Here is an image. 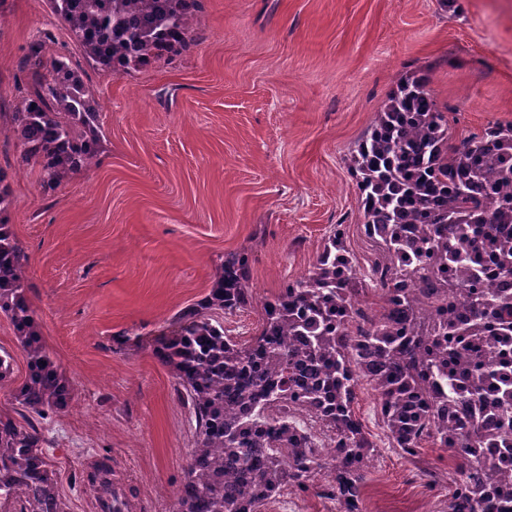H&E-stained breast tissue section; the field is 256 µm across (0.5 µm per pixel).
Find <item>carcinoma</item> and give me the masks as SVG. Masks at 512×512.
<instances>
[{"mask_svg":"<svg viewBox=\"0 0 512 512\" xmlns=\"http://www.w3.org/2000/svg\"><path fill=\"white\" fill-rule=\"evenodd\" d=\"M201 0H50L53 13L95 68L123 75L188 52L199 40ZM22 72L29 92L0 126L18 140L19 163L39 167L44 192L95 163L102 149L99 103L69 59L45 60L31 44ZM426 73L403 79L358 144L352 175L365 234L379 253L363 274L328 237L313 269L262 301V324L245 344L224 335L221 315L253 304L244 251L229 252L212 287L181 309L154 355L173 372L195 421L194 448L173 512H261L288 489L313 490L343 512H360L376 445L352 405L367 383L379 395L391 446L415 461L423 443L455 461L448 512H512V295L483 277L471 225L483 224L500 277H512V124L490 122L454 140ZM9 172L0 168V312L26 354L13 400L39 417L68 406L72 388L50 357L26 295L28 256L9 227ZM380 291L364 315L361 296ZM464 295L461 325L448 295ZM488 415L448 444V426ZM316 414L336 436L320 455L305 424ZM501 456H481L485 441ZM32 424L0 412V512H67ZM83 483L98 512H137L136 494L111 458Z\"/></svg>","mask_w":512,"mask_h":512,"instance_id":"cac0c4a2","label":"carcinoma"}]
</instances>
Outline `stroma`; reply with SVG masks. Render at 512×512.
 <instances>
[{"label":"stroma","instance_id":"1","mask_svg":"<svg viewBox=\"0 0 512 512\" xmlns=\"http://www.w3.org/2000/svg\"><path fill=\"white\" fill-rule=\"evenodd\" d=\"M199 22L187 53L113 75L88 65L48 0H0V107L20 102L19 61L41 39L100 106L97 164L49 194L0 132L27 298L73 385L68 407L38 422L68 512H96L82 474L105 455L142 512H172L195 421L152 349L226 253L249 255L256 302L224 318L241 343L261 300L307 274L335 227L369 269L378 246L349 163L402 79L430 74L453 138L512 123V0H202ZM353 410L377 447L362 512H448L447 451L398 454L370 386Z\"/></svg>","mask_w":512,"mask_h":512}]
</instances>
